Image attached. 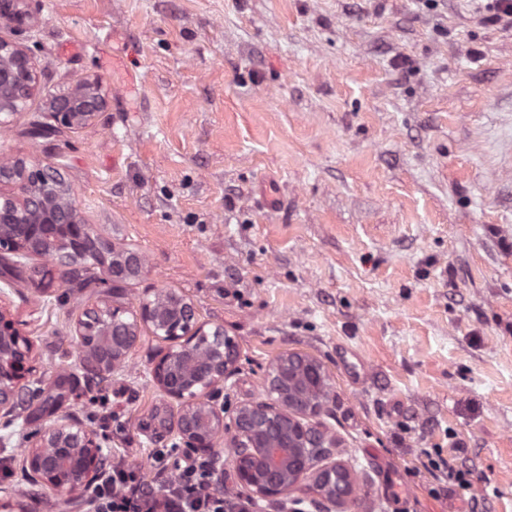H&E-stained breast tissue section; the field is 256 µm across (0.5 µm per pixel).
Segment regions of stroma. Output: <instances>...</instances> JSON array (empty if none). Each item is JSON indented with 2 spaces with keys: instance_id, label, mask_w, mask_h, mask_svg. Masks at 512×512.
Returning <instances> with one entry per match:
<instances>
[{
  "instance_id": "35a3bbf8",
  "label": "stroma",
  "mask_w": 512,
  "mask_h": 512,
  "mask_svg": "<svg viewBox=\"0 0 512 512\" xmlns=\"http://www.w3.org/2000/svg\"><path fill=\"white\" fill-rule=\"evenodd\" d=\"M486 0H26L38 90L0 130V154L61 171L87 224L145 257L131 301L166 289L223 327L237 360L225 416L265 400L283 354L329 377L316 421L354 477L356 512H512V26ZM98 81L103 112L45 137V96ZM38 259L0 288L37 341L56 409L0 424V498L55 509L22 468L26 435L63 418L95 430L158 485L168 399L149 371L169 345L149 328L109 380L82 375L74 322L105 287ZM366 372L352 383L344 350ZM215 486L259 499L229 439ZM469 470L473 501L449 468Z\"/></svg>"
}]
</instances>
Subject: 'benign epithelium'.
I'll use <instances>...</instances> for the list:
<instances>
[{
  "mask_svg": "<svg viewBox=\"0 0 512 512\" xmlns=\"http://www.w3.org/2000/svg\"><path fill=\"white\" fill-rule=\"evenodd\" d=\"M25 0H0V19L23 33L34 27ZM37 76L30 55L16 43L0 40V126L32 98ZM106 106L98 82L86 80L49 98L47 109L59 125L86 124ZM0 254L46 258L57 268H71L96 256L106 268L114 299L87 307L76 323L81 368L106 374L122 365L140 326L176 345L151 367L161 391L176 404L175 435L188 448L206 451L222 433L231 434L239 481L259 498L277 497L306 478L332 506L357 504L351 473L324 460L336 437L308 419L326 402L327 373L317 360L292 353L278 358L264 379L267 399L241 406L230 421L210 400L236 360L234 341L224 328L196 322L186 298L158 290L153 298L129 308L115 300L119 286L142 271L144 258L94 234L77 211L58 169L0 159ZM0 292V417H18L45 394L44 373L36 364L35 339L22 333ZM102 444L95 432L74 420L55 421L37 433L26 450L25 468L46 491L83 493L101 474Z\"/></svg>",
  "mask_w": 512,
  "mask_h": 512,
  "instance_id": "obj_1",
  "label": "benign epithelium"
}]
</instances>
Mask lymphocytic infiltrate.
I'll return each mask as SVG.
<instances>
[{"instance_id": "obj_1", "label": "lymphocytic infiltrate", "mask_w": 512, "mask_h": 512, "mask_svg": "<svg viewBox=\"0 0 512 512\" xmlns=\"http://www.w3.org/2000/svg\"><path fill=\"white\" fill-rule=\"evenodd\" d=\"M151 459L165 473L163 490L138 482L123 458H114L90 493V512H249L245 501L214 492V464L176 448H155Z\"/></svg>"}]
</instances>
